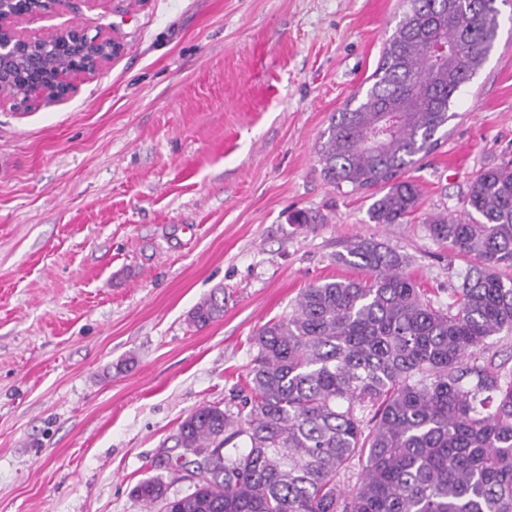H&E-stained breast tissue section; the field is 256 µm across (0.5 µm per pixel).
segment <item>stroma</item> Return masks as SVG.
I'll return each instance as SVG.
<instances>
[{"label": "stroma", "mask_w": 512, "mask_h": 512, "mask_svg": "<svg viewBox=\"0 0 512 512\" xmlns=\"http://www.w3.org/2000/svg\"><path fill=\"white\" fill-rule=\"evenodd\" d=\"M402 0H61L24 25L81 22L121 52L63 102L0 106V512H147L189 493L180 423L236 412L259 327L310 285L357 277L374 238L447 309L472 256L435 241L472 181L512 159V11L409 175L400 224L335 188L315 145L365 92ZM298 210L321 224L291 223ZM224 314L188 316L211 292Z\"/></svg>", "instance_id": "obj_1"}]
</instances>
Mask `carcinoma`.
<instances>
[{"label": "carcinoma", "mask_w": 512, "mask_h": 512, "mask_svg": "<svg viewBox=\"0 0 512 512\" xmlns=\"http://www.w3.org/2000/svg\"><path fill=\"white\" fill-rule=\"evenodd\" d=\"M406 2L375 82L333 114L316 148L330 184L372 191L376 224L417 211L420 186L405 172L438 144L512 6ZM464 207L463 218L427 220L437 242L476 260L448 310L424 299L404 257L355 240L337 261L363 277L312 285L260 327L237 414L208 404L181 423L193 491L169 498L153 477L137 497L163 512H512V374L476 365L490 337L512 332V284L497 274L512 265V162L482 171ZM223 312L212 293L190 319Z\"/></svg>", "instance_id": "carcinoma-1"}]
</instances>
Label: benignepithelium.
<instances>
[{
    "instance_id": "benign-epithelium-1",
    "label": "benign epithelium",
    "mask_w": 512,
    "mask_h": 512,
    "mask_svg": "<svg viewBox=\"0 0 512 512\" xmlns=\"http://www.w3.org/2000/svg\"><path fill=\"white\" fill-rule=\"evenodd\" d=\"M43 0H0V104L22 91L30 100H64L81 77L92 75L120 46L86 26L70 23L38 37L21 22L42 11Z\"/></svg>"
}]
</instances>
